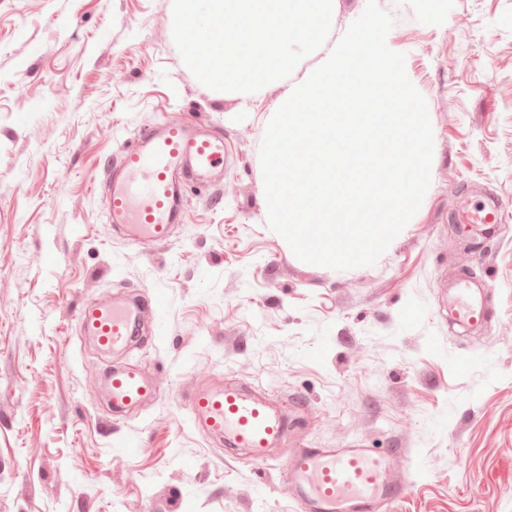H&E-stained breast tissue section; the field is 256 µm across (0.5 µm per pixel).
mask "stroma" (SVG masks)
Listing matches in <instances>:
<instances>
[{
    "mask_svg": "<svg viewBox=\"0 0 512 512\" xmlns=\"http://www.w3.org/2000/svg\"><path fill=\"white\" fill-rule=\"evenodd\" d=\"M377 4L427 103L431 183L373 265L337 270L269 227L260 162L323 50L241 96L185 65L173 0H0V512H291L287 457L358 444L407 451L411 488L389 512H512V0ZM173 115L223 130L224 199L188 184L183 223L147 249L114 231L97 176ZM492 199L493 231L458 227ZM463 276L486 286L476 328L448 316ZM117 291L164 306L100 355L77 315ZM125 362L163 389L110 426L85 376ZM217 379L304 401L275 461L226 458L194 426L185 392Z\"/></svg>",
    "mask_w": 512,
    "mask_h": 512,
    "instance_id": "1",
    "label": "stroma"
}]
</instances>
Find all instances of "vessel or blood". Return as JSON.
<instances>
[{
    "label": "vessel or blood",
    "mask_w": 512,
    "mask_h": 512,
    "mask_svg": "<svg viewBox=\"0 0 512 512\" xmlns=\"http://www.w3.org/2000/svg\"><path fill=\"white\" fill-rule=\"evenodd\" d=\"M224 134L208 123L177 118L140 130L101 169L108 218L115 230L137 243L162 242L182 223L185 184L205 186L210 200L224 187ZM465 224L492 229L500 221L497 205L483 204L464 214ZM455 317L469 325L486 321L488 309L468 281L456 284ZM160 297L112 299L84 305L78 314L82 333L105 352L128 347L146 311L160 309ZM111 415L119 419L161 393L159 381L140 366L113 367L104 377ZM198 430L225 448H244L253 463H265L288 433V416L265 395L217 381L195 387L186 396ZM403 449L300 448L287 458L282 478L297 512H385L403 498L410 484L404 477Z\"/></svg>",
    "instance_id": "1"
}]
</instances>
